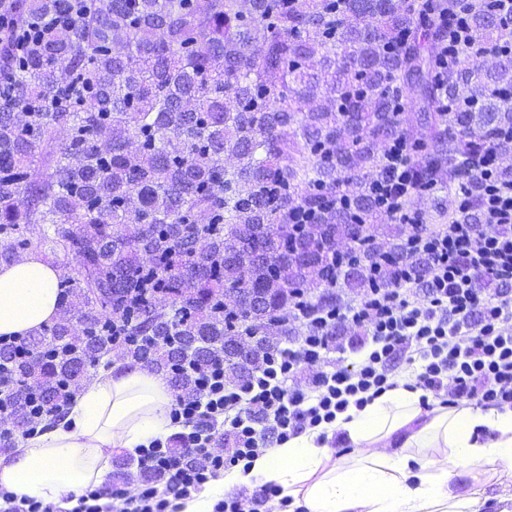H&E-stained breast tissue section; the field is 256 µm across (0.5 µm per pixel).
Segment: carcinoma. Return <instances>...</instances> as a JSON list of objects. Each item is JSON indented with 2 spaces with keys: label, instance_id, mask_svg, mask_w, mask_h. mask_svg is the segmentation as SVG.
<instances>
[{
  "label": "carcinoma",
  "instance_id": "carcinoma-1",
  "mask_svg": "<svg viewBox=\"0 0 512 512\" xmlns=\"http://www.w3.org/2000/svg\"><path fill=\"white\" fill-rule=\"evenodd\" d=\"M448 0H0V265L29 250L54 263L60 314L24 354L0 345L6 383L27 386L24 419L61 416L85 366L121 341L127 357L194 384L172 367L216 355L268 352L246 337L290 335L277 312L295 291L325 285L336 240L362 238L363 257L336 264L354 288L374 253L397 260L402 240L371 231L381 144L412 145L413 193L462 178V208L436 205L441 224L478 223L483 185L449 165L505 147L512 127V52L494 69L423 40ZM465 28L494 49L490 8ZM32 30L22 46L16 32ZM341 55H336V49ZM67 69L71 81L57 82ZM69 142L56 143L57 129ZM237 164L224 168V155ZM45 176L37 179L32 170ZM348 192L333 205L340 182ZM316 224L295 234L296 208ZM408 235L431 224L403 212ZM241 307L224 312V303ZM169 310L162 311L160 307Z\"/></svg>",
  "mask_w": 512,
  "mask_h": 512
}]
</instances>
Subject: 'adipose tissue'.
I'll return each instance as SVG.
<instances>
[{
	"label": "adipose tissue",
	"mask_w": 512,
	"mask_h": 512,
	"mask_svg": "<svg viewBox=\"0 0 512 512\" xmlns=\"http://www.w3.org/2000/svg\"><path fill=\"white\" fill-rule=\"evenodd\" d=\"M60 271L31 254L0 266V335L28 337L59 312ZM418 392L385 391L348 405L333 430L354 455L336 459L321 429L305 431L226 472L214 487L182 500L179 512H211L224 490L275 485L306 512H479L474 493L453 478L492 474L512 482V407L423 410ZM173 392L162 373L128 362L87 381L67 415L0 457V486L62 505L105 481L114 451H136L172 431Z\"/></svg>",
	"instance_id": "adipose-tissue-1"
}]
</instances>
